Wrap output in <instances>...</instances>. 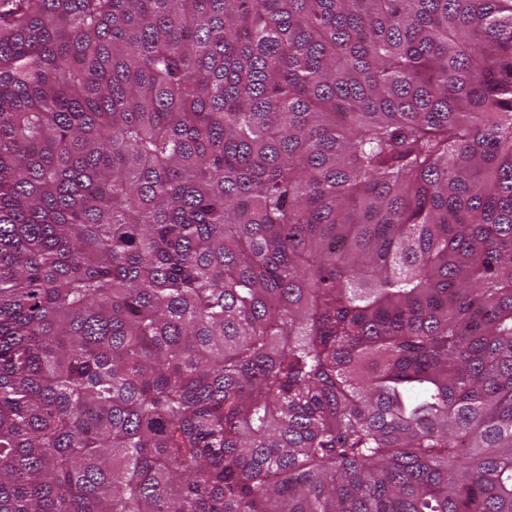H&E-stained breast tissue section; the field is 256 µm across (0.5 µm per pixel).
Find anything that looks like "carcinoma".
Wrapping results in <instances>:
<instances>
[{"mask_svg": "<svg viewBox=\"0 0 512 512\" xmlns=\"http://www.w3.org/2000/svg\"><path fill=\"white\" fill-rule=\"evenodd\" d=\"M0 512H512V0H0Z\"/></svg>", "mask_w": 512, "mask_h": 512, "instance_id": "obj_1", "label": "carcinoma"}]
</instances>
